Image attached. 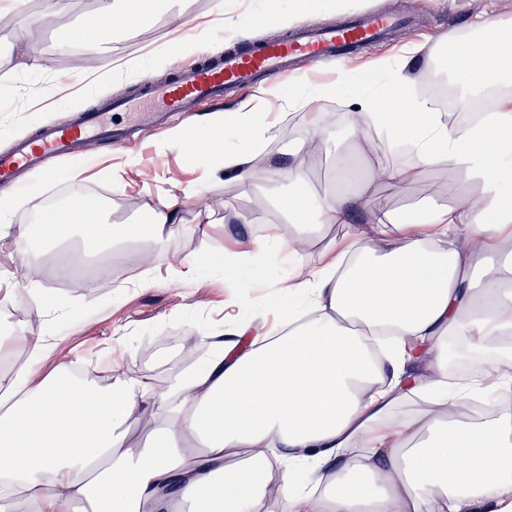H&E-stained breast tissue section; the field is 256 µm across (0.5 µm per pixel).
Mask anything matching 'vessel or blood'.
<instances>
[{"instance_id":"obj_1","label":"vessel or blood","mask_w":512,"mask_h":512,"mask_svg":"<svg viewBox=\"0 0 512 512\" xmlns=\"http://www.w3.org/2000/svg\"><path fill=\"white\" fill-rule=\"evenodd\" d=\"M400 22L395 15L371 13L331 28L303 27L289 35L273 34L256 45L224 52L213 61L183 70L172 80L150 83L143 93L149 105L133 114L134 125L152 129L165 114L193 111L199 103L222 97L227 90L289 76L296 59L319 65L343 55L348 46L380 42ZM111 132L102 112L55 124L0 153V183L12 182L20 170H38L44 158H68L86 141Z\"/></svg>"}]
</instances>
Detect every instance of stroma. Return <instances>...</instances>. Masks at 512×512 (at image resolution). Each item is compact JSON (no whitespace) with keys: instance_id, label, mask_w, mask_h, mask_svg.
<instances>
[{"instance_id":"35a3bbf8","label":"stroma","mask_w":512,"mask_h":512,"mask_svg":"<svg viewBox=\"0 0 512 512\" xmlns=\"http://www.w3.org/2000/svg\"><path fill=\"white\" fill-rule=\"evenodd\" d=\"M223 10H216V3ZM290 0H167L138 23L115 22V39L100 47L94 34H87L74 50L59 49L62 36L86 26L97 9V0H72L69 12L48 27L31 26L22 53H13V24L0 23V152L20 139L34 137L43 126L61 122L113 97L135 98L147 82L173 78L183 67L202 63L209 56L260 42L276 33L274 9H287ZM393 13L409 16L410 27L396 31L395 46L370 48L349 57L353 74L350 90H383L385 72L371 69L372 61L397 60L403 47L422 45V63L410 75L418 93L430 92L427 79L429 48L438 36L465 32L483 14L512 25V0H320L302 20L308 27H330L366 13ZM193 38L191 51L176 47L175 38ZM47 63L46 70L21 67L19 55ZM110 70L107 83L90 86L83 79L88 66ZM336 80L332 68L319 69L301 62L293 75L268 83L258 90L239 89L225 94L223 101L202 104L197 115L172 119L189 134L204 127L211 114L236 112L249 106L275 125V136L263 143L264 153L282 165H301L310 191H329V173L337 156L316 146L304 145L303 129L307 111L291 107L297 94ZM216 154L194 160L168 143L167 130L146 134L137 145L92 141L78 154L87 168L83 182H71L70 163L47 160L44 173L22 172L17 187L22 196L48 200L60 192L101 196L113 223L139 219L158 197L174 193L185 202L183 224L166 228V248L149 240L102 251L91 264L111 267L112 285L100 289L98 300L87 304L85 282L60 284L56 269L58 250L38 249L13 267L20 288L12 299L0 296V336L26 334L45 336L54 352L41 364L50 372L59 359L92 366L93 379L112 385L115 378L150 376L156 386L166 387L172 377L198 368L215 356L218 342L229 340L231 332L245 321L274 323L275 312L286 300L283 285L288 268L276 256L253 265L239 260L243 274L232 281L221 266H201L194 275L179 274L183 257L204 259L231 248L234 240L265 232L280 223L282 213L277 198L287 195L288 181L245 188L235 183L213 180ZM456 173L447 167L425 171L417 182L399 190L373 181L370 192L377 201L389 204L398 214L413 212L423 201L451 202L462 191ZM210 207L224 217L223 224L208 235L188 234L184 224L195 221L198 210ZM38 278L54 298L51 306H36L23 289L30 278Z\"/></svg>"}]
</instances>
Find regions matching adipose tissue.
<instances>
[{
	"mask_svg": "<svg viewBox=\"0 0 512 512\" xmlns=\"http://www.w3.org/2000/svg\"><path fill=\"white\" fill-rule=\"evenodd\" d=\"M156 0H98L89 25L112 40L113 18L146 16ZM452 75L467 108L512 74V43L494 16L476 17L449 39ZM409 55L388 68L390 92L349 95L340 138L307 129L334 152L361 127L379 123L368 147L372 177L403 190L421 172L451 166L466 192L447 205L422 204L398 219L364 190H295L278 199L284 216L239 252L261 261L284 253L288 302L277 328L249 345H220L206 365L157 388L150 377L103 387L60 360L36 369L52 349L43 336L0 340V358L23 345L22 376L0 375V512H512V97L476 122L442 120L416 98ZM274 134L253 111L215 113L207 145L222 143L224 178L251 185L276 163L256 149ZM411 156L397 158L400 147ZM28 207L34 224H14L0 193V286L10 264L38 246L91 226L88 247L120 246L136 225L103 215L100 198L81 208ZM364 224L352 221L358 210ZM323 224L347 231L330 241L319 270L299 265L300 247ZM479 362L468 380L448 379V348ZM141 409L151 434L132 447L125 426Z\"/></svg>",
	"mask_w": 512,
	"mask_h": 512,
	"instance_id": "obj_1",
	"label": "adipose tissue"
}]
</instances>
